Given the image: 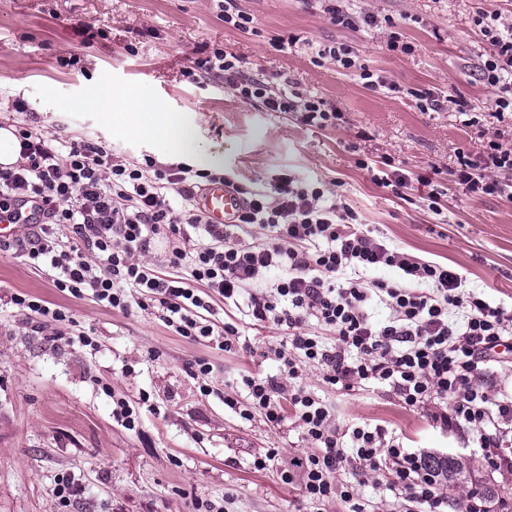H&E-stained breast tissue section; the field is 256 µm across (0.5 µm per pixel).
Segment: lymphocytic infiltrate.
<instances>
[{
    "label": "lymphocytic infiltrate",
    "instance_id": "f902f5d3",
    "mask_svg": "<svg viewBox=\"0 0 512 512\" xmlns=\"http://www.w3.org/2000/svg\"><path fill=\"white\" fill-rule=\"evenodd\" d=\"M319 3L333 25L386 27L388 49L411 53L393 21L345 0ZM473 21L491 45L479 78L493 92L498 121L512 122V22L480 10ZM185 75L223 78L241 101L297 113L309 126H332L338 117L290 74L272 81L251 75L240 56L221 48L194 58ZM16 137L19 162L0 166V223L23 230L0 248L45 272L60 292L156 316L176 335L229 353L239 332L219 319L220 304L243 305L251 321L287 332L265 353L276 373L242 376L224 405L245 422L288 420L301 430L311 452L287 457L270 448L256 465L276 463L282 481L299 485L309 504L364 512L359 489L371 483L386 487L400 512L448 506L429 454L405 446L385 425L337 420L333 405L308 388L311 366L337 390L388 389L406 407L462 432L483 465L512 473V393L493 385L512 352V309L470 291L448 267L370 236L356 212L295 175L280 174L267 190L240 187L238 222L209 224L194 201L203 182H215L210 172L130 163L85 138L48 139L25 128ZM504 171H512V147L493 138L482 160L459 156L453 175L466 192L511 204ZM159 238L168 250L154 260L148 253ZM382 268L394 277H378ZM11 302L21 324L47 341L74 334L81 346L97 348L94 332L76 331L61 307L24 293ZM378 307L385 317L375 316Z\"/></svg>",
    "mask_w": 512,
    "mask_h": 512
}]
</instances>
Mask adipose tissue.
Segmentation results:
<instances>
[{
    "label": "adipose tissue",
    "mask_w": 512,
    "mask_h": 512,
    "mask_svg": "<svg viewBox=\"0 0 512 512\" xmlns=\"http://www.w3.org/2000/svg\"><path fill=\"white\" fill-rule=\"evenodd\" d=\"M95 107L118 130L131 131L149 139L158 129L166 128L170 131L175 151L194 154L197 162L206 167L217 163L214 155L199 149L193 124L175 120L151 92H140L129 107L118 112L111 109L108 99L105 98L98 100Z\"/></svg>",
    "instance_id": "adipose-tissue-1"
}]
</instances>
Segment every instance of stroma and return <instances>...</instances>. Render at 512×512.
<instances>
[{
    "instance_id": "stroma-1",
    "label": "stroma",
    "mask_w": 512,
    "mask_h": 512,
    "mask_svg": "<svg viewBox=\"0 0 512 512\" xmlns=\"http://www.w3.org/2000/svg\"><path fill=\"white\" fill-rule=\"evenodd\" d=\"M389 18L412 53L391 52L378 28L332 25L314 0H239L251 31L225 27L215 0H0V121L46 137L89 138L131 162L172 163L170 139L118 132L93 108L74 102L111 92L132 99L150 89L172 114L196 127L202 149L220 171L255 189L290 171L335 190L376 235L466 277L467 288L493 303L512 304V205L466 192L451 171L458 152L480 160L498 125L492 94L475 72L491 51L473 24L476 8L512 19V0H358ZM294 34L289 52L271 37ZM345 44L401 93L365 88L357 72L311 61L310 45ZM223 46L246 69L270 79L285 71L341 117L316 129L295 113L265 112L242 102L220 79L193 82L183 72L200 50ZM407 88L467 100L473 121L456 107L421 111ZM24 112L9 111L13 100ZM391 157L413 181L407 198L378 186L369 166ZM366 167H359V160ZM432 177L442 214L428 208ZM28 293L67 308L99 347L77 340L48 343L16 322L12 294ZM241 344L225 353L175 335L152 315H125L66 295L50 278L0 250V512H58L57 487H82L77 512H194L196 500L226 499L228 512H310L298 486L276 466L258 470L269 448L304 456L310 445L290 422L273 427L241 421L224 406L226 386L247 373H275L264 351L279 334L238 321ZM215 366L214 394L200 397L188 372L195 359ZM111 384L129 400L149 393L139 432L112 417ZM312 390L340 417L375 420L414 449L472 458L459 432L433 425L380 387L344 393L310 372Z\"/></svg>"
}]
</instances>
